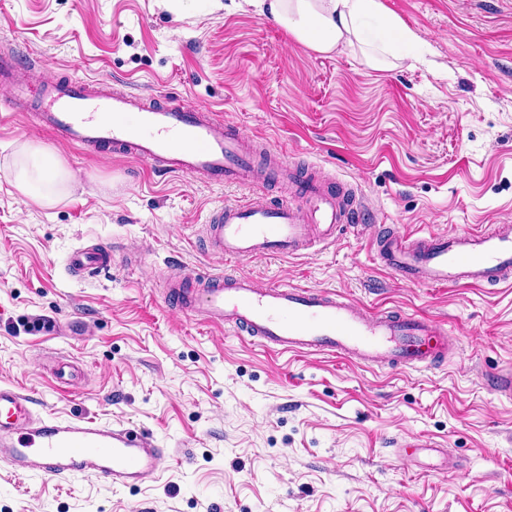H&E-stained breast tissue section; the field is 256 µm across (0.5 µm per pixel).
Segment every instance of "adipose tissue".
I'll use <instances>...</instances> for the list:
<instances>
[{"instance_id":"obj_1","label":"adipose tissue","mask_w":512,"mask_h":512,"mask_svg":"<svg viewBox=\"0 0 512 512\" xmlns=\"http://www.w3.org/2000/svg\"><path fill=\"white\" fill-rule=\"evenodd\" d=\"M261 15L272 17L296 40L313 51L328 54L343 46L375 47L393 44L398 61H406L416 33L387 15L380 0H246ZM72 180V174L53 151L21 146L14 184L32 202L48 208Z\"/></svg>"}]
</instances>
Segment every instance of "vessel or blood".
I'll return each mask as SVG.
<instances>
[{
    "instance_id": "1",
    "label": "vessel or blood",
    "mask_w": 512,
    "mask_h": 512,
    "mask_svg": "<svg viewBox=\"0 0 512 512\" xmlns=\"http://www.w3.org/2000/svg\"><path fill=\"white\" fill-rule=\"evenodd\" d=\"M0 83L11 105L34 112L59 140L93 154L132 156L156 172H179L208 185L258 187L288 180L300 206L256 196L214 210L205 226L207 250L227 258L290 256L336 241L337 230L363 220V205L342 185L297 173L278 148L257 151L254 139L215 113L176 100L152 105L143 96L89 80L48 75L44 61L0 55ZM373 248L381 265L415 285L512 283V226L455 234H409L381 229ZM71 272L109 273L112 249H75ZM162 296L190 319L229 328L267 352L329 354L362 367L430 368L457 348L447 321L402 310H374L334 290L285 285L256 287L249 276L178 272ZM171 449L145 429L84 417L39 412L33 398L0 384V463L13 473L94 475L119 487L153 477Z\"/></svg>"
}]
</instances>
